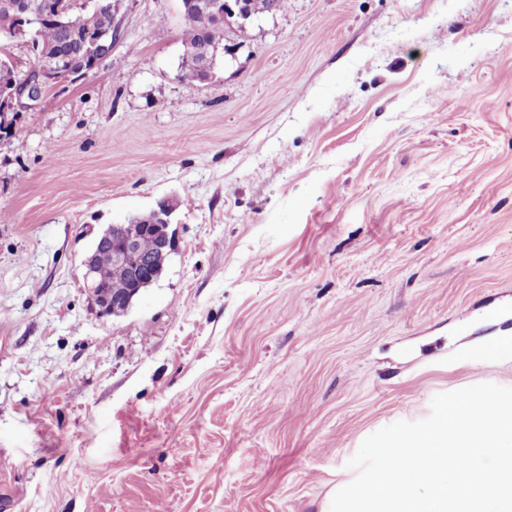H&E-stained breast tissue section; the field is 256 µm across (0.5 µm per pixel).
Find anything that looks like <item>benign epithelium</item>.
<instances>
[{"label":"benign epithelium","instance_id":"obj_1","mask_svg":"<svg viewBox=\"0 0 512 512\" xmlns=\"http://www.w3.org/2000/svg\"><path fill=\"white\" fill-rule=\"evenodd\" d=\"M180 9H198L205 20L204 32L208 36V46L196 60L184 69L177 71L179 81L206 83L213 77L218 55L233 58L238 50L236 37L246 31V26L254 23L256 17L248 8V0H180ZM10 15L14 28L8 31L9 40L18 35H27L41 24L46 16L57 19L65 30L67 40H77L83 49V55L76 61L67 54L53 52V63L46 62L48 50L38 46L36 40L29 39L33 51L40 63L31 68L22 79L12 80L0 86V120L4 124L16 123L23 112L39 101L43 94L74 75H86L93 72L99 64L112 55L117 35L120 34L119 22L112 25L113 36L105 37L99 30L85 25L84 21L71 14L66 0H24L11 5ZM172 207L161 203L152 216L140 219L134 224H116L107 243L112 248L115 263L126 270L129 286L134 288L145 273L147 263L143 262L138 249L139 235L157 234L163 231L161 248L170 252L174 239L169 232V216ZM86 268V288L95 305L102 313L112 310V301L119 300L123 294L115 293L111 286H103L96 280L93 270V258L84 259Z\"/></svg>","mask_w":512,"mask_h":512}]
</instances>
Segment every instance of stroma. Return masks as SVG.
Here are the masks:
<instances>
[{"label": "stroma", "instance_id": "1", "mask_svg": "<svg viewBox=\"0 0 512 512\" xmlns=\"http://www.w3.org/2000/svg\"><path fill=\"white\" fill-rule=\"evenodd\" d=\"M0 135V504L330 512L362 441L512 387V0H289L204 84L179 0ZM174 210L101 314L97 233Z\"/></svg>", "mask_w": 512, "mask_h": 512}]
</instances>
